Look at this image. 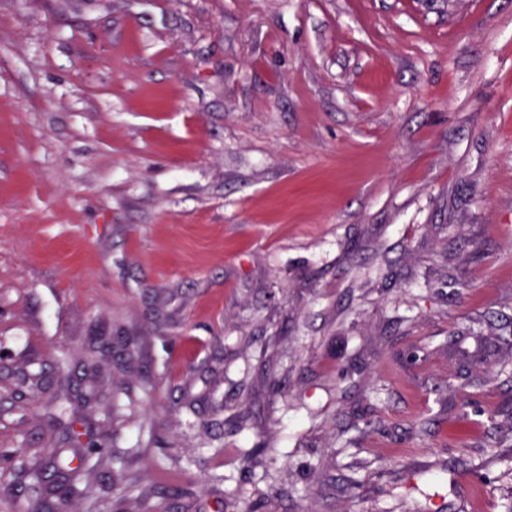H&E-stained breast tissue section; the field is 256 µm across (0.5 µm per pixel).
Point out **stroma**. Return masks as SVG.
Here are the masks:
<instances>
[{
  "mask_svg": "<svg viewBox=\"0 0 512 512\" xmlns=\"http://www.w3.org/2000/svg\"><path fill=\"white\" fill-rule=\"evenodd\" d=\"M509 339L512 0H0V457L94 381L114 481L174 512H242L196 490L259 442L258 512H512ZM269 345H265L261 350V367L263 370L264 378L269 385L270 392L273 395H279L282 398H286L287 394L284 393L285 385L275 373V364L273 357L267 356V350Z\"/></svg>",
  "mask_w": 512,
  "mask_h": 512,
  "instance_id": "obj_1",
  "label": "stroma"
}]
</instances>
